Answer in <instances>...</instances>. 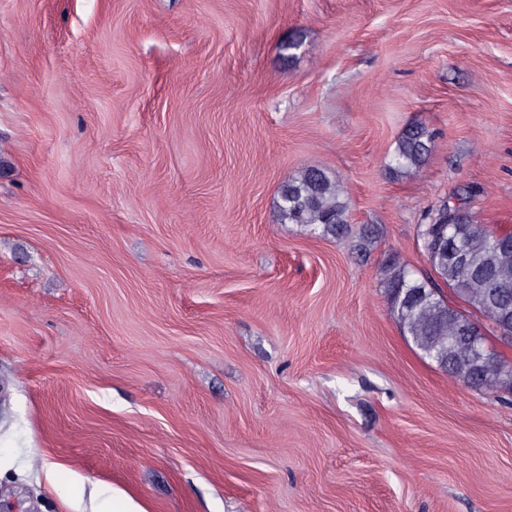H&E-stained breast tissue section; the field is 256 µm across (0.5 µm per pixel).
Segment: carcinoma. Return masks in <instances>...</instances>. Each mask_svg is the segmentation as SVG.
Listing matches in <instances>:
<instances>
[{"label":"carcinoma","instance_id":"carcinoma-1","mask_svg":"<svg viewBox=\"0 0 512 512\" xmlns=\"http://www.w3.org/2000/svg\"><path fill=\"white\" fill-rule=\"evenodd\" d=\"M424 127L412 125L399 136L392 155V170L418 171L432 151ZM279 220L300 224L312 234L341 236L349 223L348 202L342 186L320 168H307L288 178L279 189ZM451 207L439 208L421 234L432 227L429 263L438 280L418 278L399 260L383 267V287L401 331L422 354L448 374L478 390L504 387L500 366L505 361L487 344L488 334L501 340L504 327L512 328V245L502 246L491 231L467 211L448 229ZM468 258L465 265L448 256V235ZM450 295H445L439 284ZM458 303L451 304V298ZM477 323L472 336L461 333L463 323Z\"/></svg>","mask_w":512,"mask_h":512}]
</instances>
